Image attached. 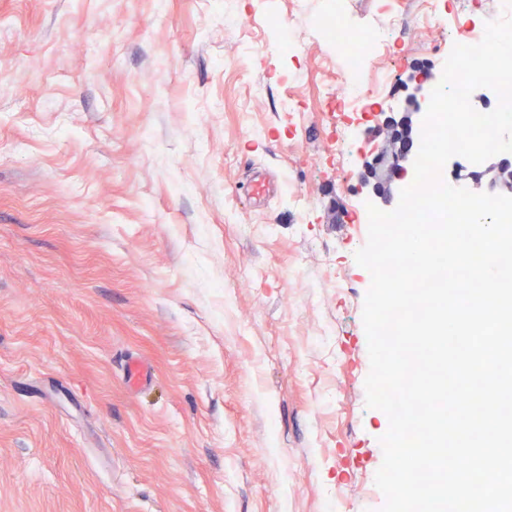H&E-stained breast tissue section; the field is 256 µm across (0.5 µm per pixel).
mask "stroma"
Masks as SVG:
<instances>
[{
	"label": "stroma",
	"mask_w": 512,
	"mask_h": 512,
	"mask_svg": "<svg viewBox=\"0 0 512 512\" xmlns=\"http://www.w3.org/2000/svg\"><path fill=\"white\" fill-rule=\"evenodd\" d=\"M408 2L271 0L292 58L253 0H0V512H380L356 150L447 56L409 32L400 94L335 112L315 27Z\"/></svg>",
	"instance_id": "stroma-1"
}]
</instances>
